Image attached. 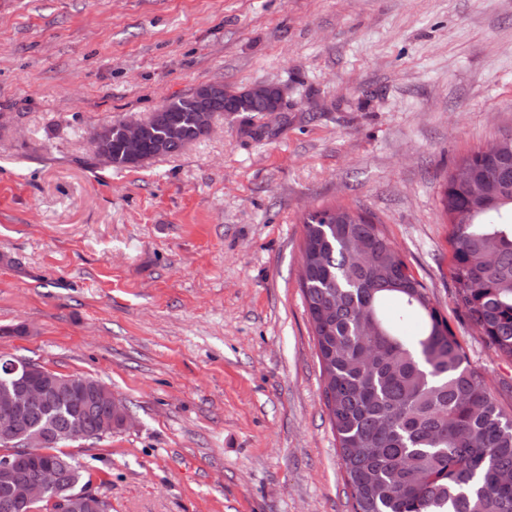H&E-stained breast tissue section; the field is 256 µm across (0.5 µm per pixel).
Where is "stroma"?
<instances>
[{
	"label": "stroma",
	"mask_w": 512,
	"mask_h": 512,
	"mask_svg": "<svg viewBox=\"0 0 512 512\" xmlns=\"http://www.w3.org/2000/svg\"><path fill=\"white\" fill-rule=\"evenodd\" d=\"M214 82L288 110L97 161L95 130ZM510 134L512 0H0V356L125 401L132 427L69 447L111 512H350L303 221L372 213L512 416L441 202Z\"/></svg>",
	"instance_id": "1"
}]
</instances>
